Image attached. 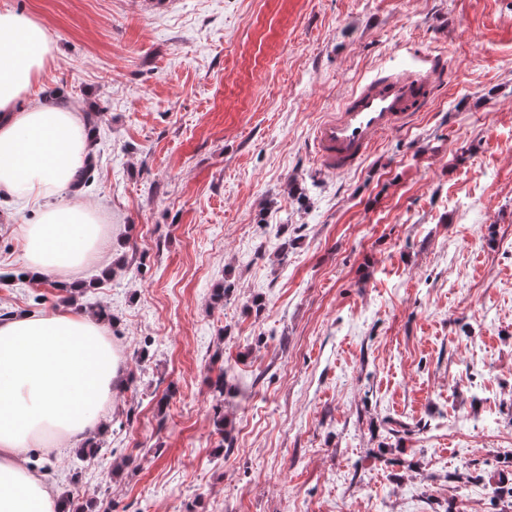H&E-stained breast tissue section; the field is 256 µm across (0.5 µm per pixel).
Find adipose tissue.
<instances>
[{"label":"adipose tissue","instance_id":"ef3b65f1","mask_svg":"<svg viewBox=\"0 0 512 512\" xmlns=\"http://www.w3.org/2000/svg\"><path fill=\"white\" fill-rule=\"evenodd\" d=\"M54 50L41 23L0 10V189L37 212L19 227L29 278L61 288L97 255L102 228L92 209L68 199L92 150L88 127L55 96L28 99ZM52 194L59 203L46 204ZM124 384L104 319L68 308L0 320V512H64L25 454L53 440H85Z\"/></svg>","mask_w":512,"mask_h":512}]
</instances>
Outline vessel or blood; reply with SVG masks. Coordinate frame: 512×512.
<instances>
[{"label": "vessel or blood", "mask_w": 512, "mask_h": 512, "mask_svg": "<svg viewBox=\"0 0 512 512\" xmlns=\"http://www.w3.org/2000/svg\"><path fill=\"white\" fill-rule=\"evenodd\" d=\"M443 62L429 56L415 70H384L356 89L313 136L318 163L326 170L356 168L381 133L407 126L434 94Z\"/></svg>", "instance_id": "b4317fda"}]
</instances>
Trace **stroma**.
<instances>
[{
	"label": "stroma",
	"mask_w": 512,
	"mask_h": 512,
	"mask_svg": "<svg viewBox=\"0 0 512 512\" xmlns=\"http://www.w3.org/2000/svg\"><path fill=\"white\" fill-rule=\"evenodd\" d=\"M99 115L100 254L0 314L111 311L87 512H512V0H0ZM445 77L356 169L315 126L392 56ZM32 208L0 192V267ZM226 288L222 303L213 296ZM225 373L230 394L210 386Z\"/></svg>",
	"instance_id": "35a3bbf8"
}]
</instances>
